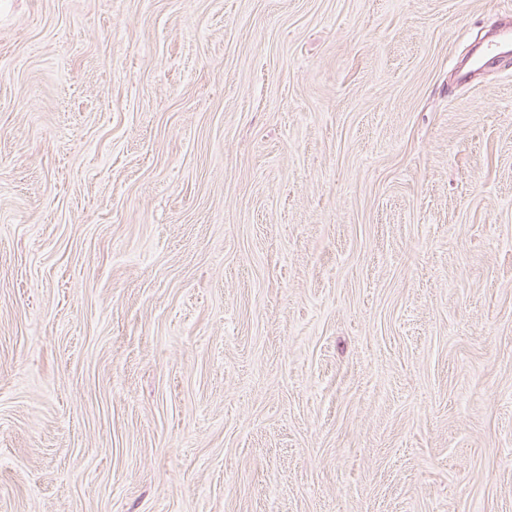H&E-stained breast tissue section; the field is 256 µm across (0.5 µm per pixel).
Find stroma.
<instances>
[{"label":"stroma","instance_id":"obj_1","mask_svg":"<svg viewBox=\"0 0 512 512\" xmlns=\"http://www.w3.org/2000/svg\"><path fill=\"white\" fill-rule=\"evenodd\" d=\"M512 0H0V512H512ZM504 54H512V30L503 33L497 42L489 43L479 54L477 63L459 74L460 82L465 84L472 82L475 72L481 68L479 66L481 60L487 58V61H494Z\"/></svg>","mask_w":512,"mask_h":512}]
</instances>
